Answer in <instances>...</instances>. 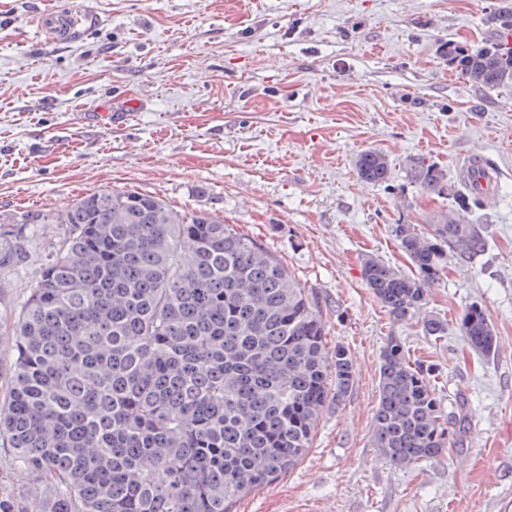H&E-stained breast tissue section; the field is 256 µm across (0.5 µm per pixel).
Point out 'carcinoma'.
<instances>
[{"label": "carcinoma", "instance_id": "carcinoma-1", "mask_svg": "<svg viewBox=\"0 0 512 512\" xmlns=\"http://www.w3.org/2000/svg\"><path fill=\"white\" fill-rule=\"evenodd\" d=\"M488 22L492 41L441 50L468 82L496 89L512 85V4L497 5ZM356 169L367 183L390 180L376 150ZM409 173L422 190L452 197L454 213L423 229L394 225L413 273L368 256L362 276L393 320L415 319L437 339L448 323L424 313L428 291L451 259L485 251L470 219L480 200L424 157L409 160ZM0 224L65 225L14 322L0 399V440L40 486L23 498L0 478V512H234L303 460L324 408L353 388L355 364L344 346L328 347L309 289L220 216L126 190ZM20 255L0 244V269ZM458 331L472 352L494 353L482 305L465 308ZM432 378V367L387 337L373 447L395 466L437 461L456 444Z\"/></svg>", "mask_w": 512, "mask_h": 512}]
</instances>
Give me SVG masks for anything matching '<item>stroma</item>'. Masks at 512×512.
<instances>
[{"instance_id": "obj_1", "label": "stroma", "mask_w": 512, "mask_h": 512, "mask_svg": "<svg viewBox=\"0 0 512 512\" xmlns=\"http://www.w3.org/2000/svg\"><path fill=\"white\" fill-rule=\"evenodd\" d=\"M46 2L0 0V214L136 190L222 216L311 289L329 344L356 364L303 461L237 512H512V86L475 87L440 50L491 39L499 0H56L85 15L67 43L31 26ZM367 150L387 155L389 184L358 178ZM476 151L497 176L474 214L488 245L431 289L425 309L448 323L436 340L390 320L361 261L410 271L392 225L453 208L411 181L410 157L457 185ZM11 231L23 252L0 272V392L17 312L64 227ZM472 302L495 325L487 358L457 331ZM390 336L435 368L436 395L465 417L438 461L395 467L372 446Z\"/></svg>"}]
</instances>
